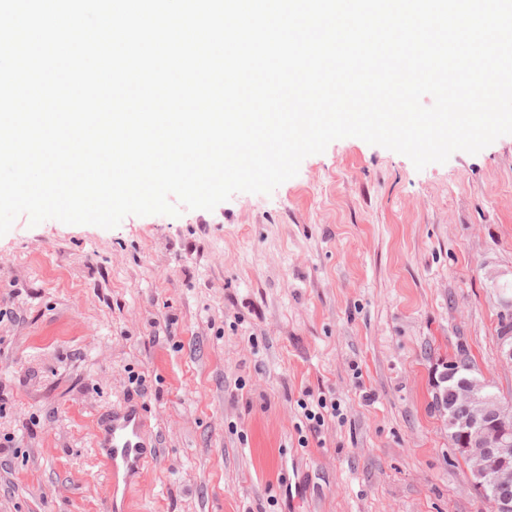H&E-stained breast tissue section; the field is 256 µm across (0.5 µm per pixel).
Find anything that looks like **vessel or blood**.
Segmentation results:
<instances>
[{"mask_svg": "<svg viewBox=\"0 0 512 512\" xmlns=\"http://www.w3.org/2000/svg\"><path fill=\"white\" fill-rule=\"evenodd\" d=\"M147 412L142 404L126 401L107 416L95 439V451L109 476L110 493L130 486L132 480L159 453L158 444L149 439Z\"/></svg>", "mask_w": 512, "mask_h": 512, "instance_id": "vessel-or-blood-1", "label": "vessel or blood"}]
</instances>
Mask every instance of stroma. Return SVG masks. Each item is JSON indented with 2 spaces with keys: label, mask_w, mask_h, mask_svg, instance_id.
I'll return each mask as SVG.
<instances>
[{
  "label": "stroma",
  "mask_w": 512,
  "mask_h": 512,
  "mask_svg": "<svg viewBox=\"0 0 512 512\" xmlns=\"http://www.w3.org/2000/svg\"><path fill=\"white\" fill-rule=\"evenodd\" d=\"M512 135L416 170L331 142L272 193L0 237V512H111L96 418L150 411L125 512H490L432 403L467 346L502 394ZM142 377L134 385L131 375ZM338 414L300 445L303 391Z\"/></svg>",
  "instance_id": "1"
}]
</instances>
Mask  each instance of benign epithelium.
Masks as SVG:
<instances>
[{
  "mask_svg": "<svg viewBox=\"0 0 512 512\" xmlns=\"http://www.w3.org/2000/svg\"><path fill=\"white\" fill-rule=\"evenodd\" d=\"M500 361L512 366V328L498 340ZM433 396L448 423V440L465 449L473 486L492 512H512V406L502 402L495 382L483 372H469L450 361L442 364Z\"/></svg>",
  "mask_w": 512,
  "mask_h": 512,
  "instance_id": "1",
  "label": "benign epithelium"
}]
</instances>
